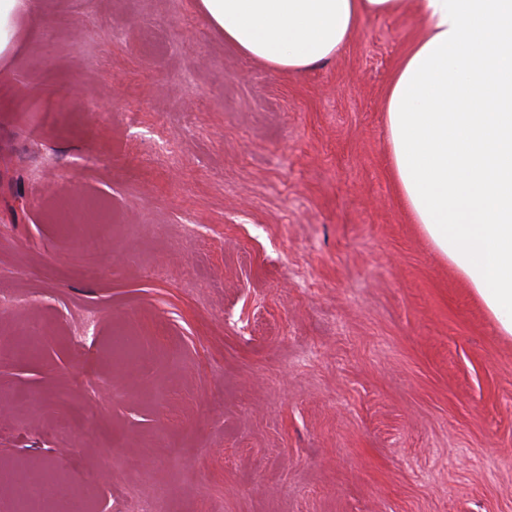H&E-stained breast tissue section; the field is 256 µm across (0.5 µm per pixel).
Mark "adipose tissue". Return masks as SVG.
<instances>
[{
	"label": "adipose tissue",
	"mask_w": 512,
	"mask_h": 512,
	"mask_svg": "<svg viewBox=\"0 0 512 512\" xmlns=\"http://www.w3.org/2000/svg\"><path fill=\"white\" fill-rule=\"evenodd\" d=\"M403 0H199L239 53L302 74ZM385 103L392 171L432 245L512 336V0H418Z\"/></svg>",
	"instance_id": "1"
}]
</instances>
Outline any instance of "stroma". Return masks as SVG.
Returning <instances> with one entry per match:
<instances>
[{"mask_svg": "<svg viewBox=\"0 0 512 512\" xmlns=\"http://www.w3.org/2000/svg\"><path fill=\"white\" fill-rule=\"evenodd\" d=\"M16 26L0 512L19 471L53 512H512V337L389 171L415 0L299 76L196 0H40Z\"/></svg>", "mask_w": 512, "mask_h": 512, "instance_id": "1", "label": "stroma"}]
</instances>
